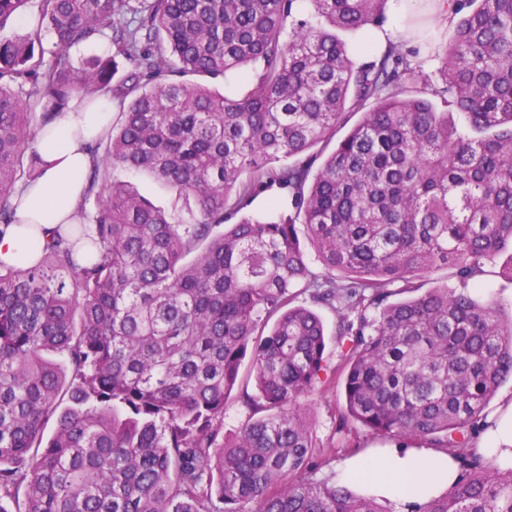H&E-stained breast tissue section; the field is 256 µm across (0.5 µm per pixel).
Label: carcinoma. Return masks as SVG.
I'll return each mask as SVG.
<instances>
[{"instance_id":"cac0c4a2","label":"carcinoma","mask_w":512,"mask_h":512,"mask_svg":"<svg viewBox=\"0 0 512 512\" xmlns=\"http://www.w3.org/2000/svg\"><path fill=\"white\" fill-rule=\"evenodd\" d=\"M386 2L141 0L133 26L129 0H0V30L28 16L0 34L1 226L40 174L38 135L75 94L120 104L89 146L80 223L33 266H0V512H385L313 478L330 456L302 401L326 373V340L301 295L337 315L340 427L456 452L459 481L418 512H512V470L472 445L512 379V316L467 290L512 244V0H452L431 74L401 43L360 63L339 38L366 37ZM106 30L131 64L115 87L114 59L70 63ZM237 71L242 95L183 80ZM359 111L314 167L307 152ZM117 169L175 191L181 213ZM274 188L292 214L242 215ZM441 266L459 285L421 290ZM247 357L256 418L226 438Z\"/></svg>"}]
</instances>
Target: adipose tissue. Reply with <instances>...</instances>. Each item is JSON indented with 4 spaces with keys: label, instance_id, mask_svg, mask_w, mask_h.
Segmentation results:
<instances>
[{
    "label": "adipose tissue",
    "instance_id": "adipose-tissue-1",
    "mask_svg": "<svg viewBox=\"0 0 512 512\" xmlns=\"http://www.w3.org/2000/svg\"><path fill=\"white\" fill-rule=\"evenodd\" d=\"M108 118L104 112L70 111L58 117L38 137L44 173L13 196L14 224L0 229V262L25 268L33 265L59 225L73 221L90 172L85 148L94 128ZM485 461L512 470V401L497 413L478 448ZM459 478L456 454L436 448H379L366 456L344 459L337 481L357 492L396 504L399 512H419L444 495Z\"/></svg>",
    "mask_w": 512,
    "mask_h": 512
}]
</instances>
